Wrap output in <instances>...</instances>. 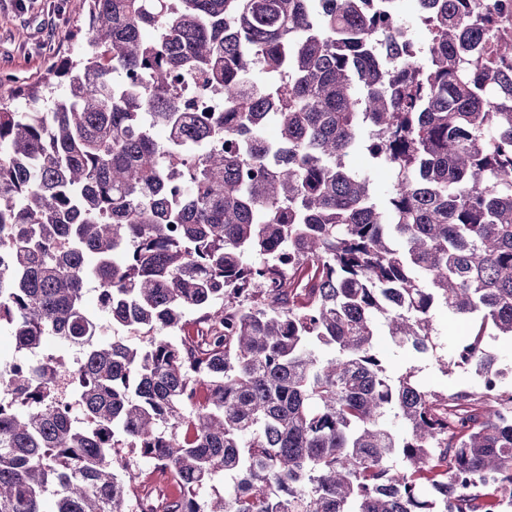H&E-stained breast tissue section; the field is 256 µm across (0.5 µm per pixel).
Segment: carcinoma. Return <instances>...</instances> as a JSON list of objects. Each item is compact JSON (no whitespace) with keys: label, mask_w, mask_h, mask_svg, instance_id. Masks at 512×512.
<instances>
[{"label":"carcinoma","mask_w":512,"mask_h":512,"mask_svg":"<svg viewBox=\"0 0 512 512\" xmlns=\"http://www.w3.org/2000/svg\"><path fill=\"white\" fill-rule=\"evenodd\" d=\"M409 2L422 45L382 0H88L95 51L16 87L24 111L0 98V328L81 353L0 357V512H152L123 448L179 481L163 512L512 506V390L484 346L512 341V0ZM186 75L224 111L175 92ZM89 280L147 340L100 339ZM438 307L475 328L447 356ZM380 325L482 386L390 376Z\"/></svg>","instance_id":"cac0c4a2"}]
</instances>
